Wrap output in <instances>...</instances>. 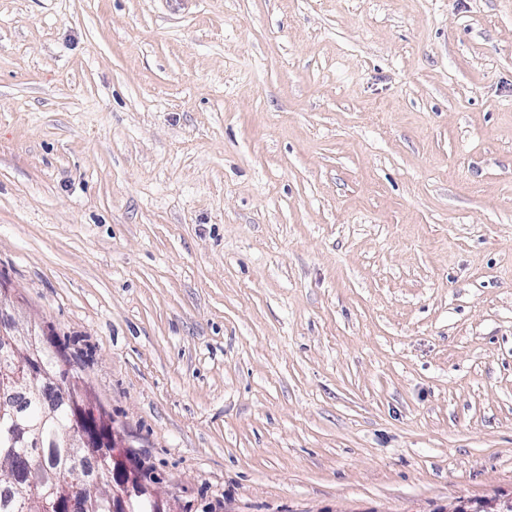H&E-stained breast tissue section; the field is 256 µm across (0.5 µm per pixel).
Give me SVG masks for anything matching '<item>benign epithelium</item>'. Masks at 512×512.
Listing matches in <instances>:
<instances>
[{
	"mask_svg": "<svg viewBox=\"0 0 512 512\" xmlns=\"http://www.w3.org/2000/svg\"><path fill=\"white\" fill-rule=\"evenodd\" d=\"M0 337L8 341H20L23 346L12 345L13 351L20 355V367L10 374L11 385L25 384L32 387L33 395L43 397V390L50 385L60 386L63 379L47 373L41 357L42 340L40 331L30 326L20 329L19 318L15 309L6 302L0 303ZM13 439L25 448H41V440L31 433L27 425L19 424L13 431ZM63 447L76 452L96 453L100 456L108 452L114 443L108 431L102 429L97 406L91 398L84 395L72 403L69 423L64 428L61 439ZM112 475L110 492L106 496L109 512H131V500L143 495V490L128 473L120 459L112 458ZM51 501L48 512H82L81 502L75 497L50 489Z\"/></svg>",
	"mask_w": 512,
	"mask_h": 512,
	"instance_id": "benign-epithelium-1",
	"label": "benign epithelium"
}]
</instances>
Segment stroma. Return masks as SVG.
Listing matches in <instances>:
<instances>
[{
	"label": "stroma",
	"mask_w": 512,
	"mask_h": 512,
	"mask_svg": "<svg viewBox=\"0 0 512 512\" xmlns=\"http://www.w3.org/2000/svg\"><path fill=\"white\" fill-rule=\"evenodd\" d=\"M0 284L164 512H500L512 0H0Z\"/></svg>",
	"instance_id": "1"
}]
</instances>
